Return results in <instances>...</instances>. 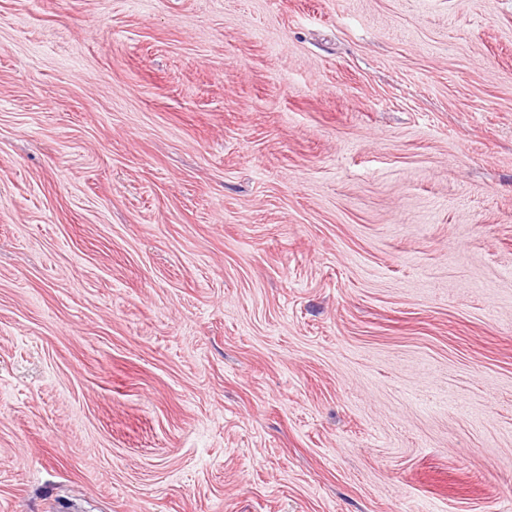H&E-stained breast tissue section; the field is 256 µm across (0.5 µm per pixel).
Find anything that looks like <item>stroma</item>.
<instances>
[{
	"instance_id": "1",
	"label": "stroma",
	"mask_w": 512,
	"mask_h": 512,
	"mask_svg": "<svg viewBox=\"0 0 512 512\" xmlns=\"http://www.w3.org/2000/svg\"><path fill=\"white\" fill-rule=\"evenodd\" d=\"M0 512H512V0H0Z\"/></svg>"
}]
</instances>
